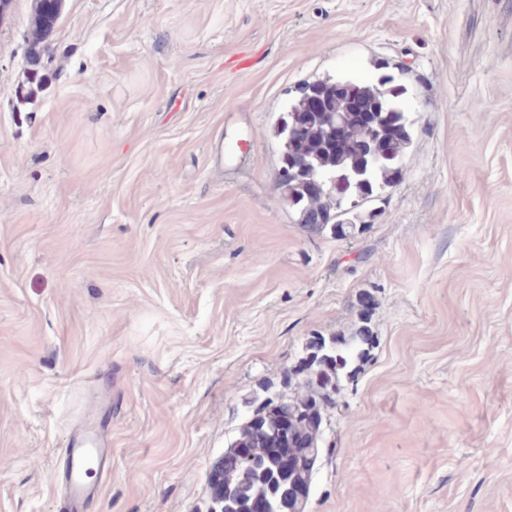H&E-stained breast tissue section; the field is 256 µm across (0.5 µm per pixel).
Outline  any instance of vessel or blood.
I'll return each instance as SVG.
<instances>
[{"label":"vessel or blood","mask_w":512,"mask_h":512,"mask_svg":"<svg viewBox=\"0 0 512 512\" xmlns=\"http://www.w3.org/2000/svg\"><path fill=\"white\" fill-rule=\"evenodd\" d=\"M110 454V449L101 443L98 432L91 427L80 426L69 434L65 458L67 497L61 505L63 512H72L75 504L93 493L92 469L102 466Z\"/></svg>","instance_id":"b4317fda"}]
</instances>
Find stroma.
Returning a JSON list of instances; mask_svg holds the SVG:
<instances>
[{
  "instance_id": "1",
  "label": "stroma",
  "mask_w": 512,
  "mask_h": 512,
  "mask_svg": "<svg viewBox=\"0 0 512 512\" xmlns=\"http://www.w3.org/2000/svg\"><path fill=\"white\" fill-rule=\"evenodd\" d=\"M33 8L0 21V512H58L85 413L82 512H209L241 427L359 331L306 512H512V0H63L36 57ZM382 73L403 175L309 232L274 126ZM66 448L67 497L61 503V510L72 512L75 504L93 493L94 486L89 479L108 460L111 448H106L100 442L98 432L85 425L77 427L69 434ZM91 460L95 465L92 469L88 466Z\"/></svg>"
}]
</instances>
